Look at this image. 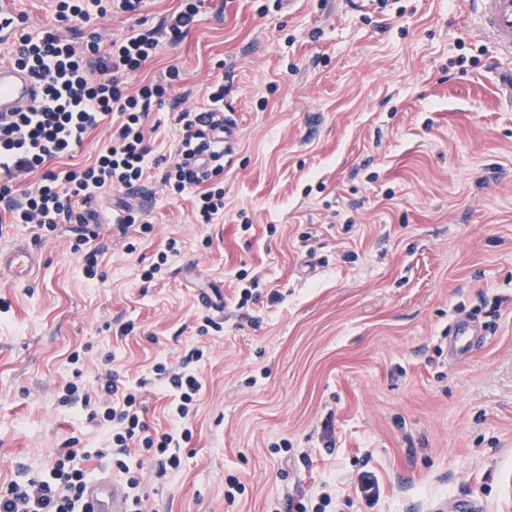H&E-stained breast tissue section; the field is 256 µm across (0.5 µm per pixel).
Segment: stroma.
<instances>
[{"label": "stroma", "instance_id": "35a3bbf8", "mask_svg": "<svg viewBox=\"0 0 512 512\" xmlns=\"http://www.w3.org/2000/svg\"><path fill=\"white\" fill-rule=\"evenodd\" d=\"M177 67L175 98L205 106L224 85L237 130L224 212L196 223L194 192L159 175L134 198L154 231L121 234L126 198L93 205L95 279L71 234L0 225V249L41 258L28 286L0 278V482L47 470L104 429L62 405L104 370L140 385L149 429L168 428L154 379L203 347L192 439L172 481L147 482L152 512H437L512 504V89L467 0H209L178 44L130 87ZM147 140L169 154L171 107ZM134 251H127V241ZM179 252L141 278L168 242ZM219 288L223 313L199 294ZM480 333L453 358L452 325ZM206 334H199L200 326ZM79 362H72V353ZM376 504L358 490L362 472ZM234 499L225 492L231 479Z\"/></svg>", "mask_w": 512, "mask_h": 512}]
</instances>
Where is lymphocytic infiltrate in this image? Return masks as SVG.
Here are the masks:
<instances>
[{"label": "lymphocytic infiltrate", "instance_id": "obj_1", "mask_svg": "<svg viewBox=\"0 0 512 512\" xmlns=\"http://www.w3.org/2000/svg\"><path fill=\"white\" fill-rule=\"evenodd\" d=\"M143 2L53 0L57 27L35 35L17 30L9 53L18 66L35 75L42 95L29 111L0 116V209L15 224H32L49 233L71 229V249L82 253L90 276L97 264V251L90 246L95 234L88 228L92 205L104 189L130 191L144 179L153 164L145 121L153 107L170 97L180 75L177 68H168L134 92L125 79L142 70L162 43L180 42L205 0H181L178 9L155 27L102 39L95 28L97 18L141 14ZM76 23L86 33L79 43L68 35ZM207 118V110L184 108L176 113L181 136L162 175L170 194L197 189L196 219L201 224L212 223L224 210V150L211 139ZM99 128L105 129L107 142L94 162L72 163L86 135ZM64 157L69 165L58 166ZM37 170L41 181L18 189L19 177ZM154 373L170 392L173 428L149 430L139 415L137 387L117 373L102 377L103 399L95 406L77 383H67L64 403L82 406L89 422L108 428V447L66 448L49 470L25 469L0 483V512H82L84 491L94 477L84 462L93 457L107 461L124 479L129 512H147L142 471L152 465L161 480L180 470L181 447L192 436L187 419L202 389L196 369L159 364Z\"/></svg>", "mask_w": 512, "mask_h": 512}]
</instances>
